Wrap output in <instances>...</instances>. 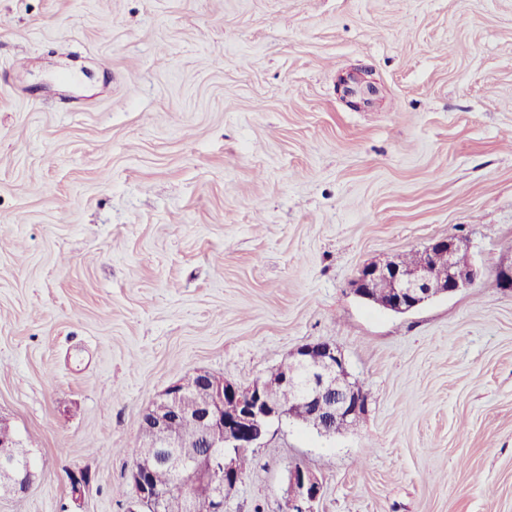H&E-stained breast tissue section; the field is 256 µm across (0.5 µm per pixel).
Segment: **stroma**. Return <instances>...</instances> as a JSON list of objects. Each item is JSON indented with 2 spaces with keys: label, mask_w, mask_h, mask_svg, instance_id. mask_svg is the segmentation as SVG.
<instances>
[{
  "label": "stroma",
  "mask_w": 512,
  "mask_h": 512,
  "mask_svg": "<svg viewBox=\"0 0 512 512\" xmlns=\"http://www.w3.org/2000/svg\"><path fill=\"white\" fill-rule=\"evenodd\" d=\"M444 237L473 287L354 294ZM510 264L512 0H0V418L34 471L0 512H129L171 383L320 341L358 425L273 422L224 512H281L296 463L317 512H512Z\"/></svg>",
  "instance_id": "obj_1"
}]
</instances>
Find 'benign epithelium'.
<instances>
[{
    "instance_id": "7a95c632",
    "label": "benign epithelium",
    "mask_w": 512,
    "mask_h": 512,
    "mask_svg": "<svg viewBox=\"0 0 512 512\" xmlns=\"http://www.w3.org/2000/svg\"><path fill=\"white\" fill-rule=\"evenodd\" d=\"M460 250V241L439 239L421 251L422 261L415 267L400 260L368 264L354 280V291L392 312H410L436 296L475 284L480 271L471 262H458ZM273 387L288 393V408L266 398ZM365 404L366 397L351 380L341 352L326 341L301 346L288 362L247 387L207 371L197 372L189 384L176 381L142 415V425L152 432L154 441L131 473L137 504L143 512H193V486L210 454L199 453L193 440L178 434L173 423L176 415L195 421L199 437L210 450H233L224 456V474L213 486L211 512H224V493L240 481L237 454L260 444L272 421L314 415L321 433H338L358 420ZM15 443L10 434L0 438V474L13 481L12 489L24 490L30 465L15 459L11 452ZM160 447L174 449L163 463L181 473L177 486L168 491L158 490L151 481ZM286 494L292 512H316L322 484L307 468L293 465Z\"/></svg>"
}]
</instances>
